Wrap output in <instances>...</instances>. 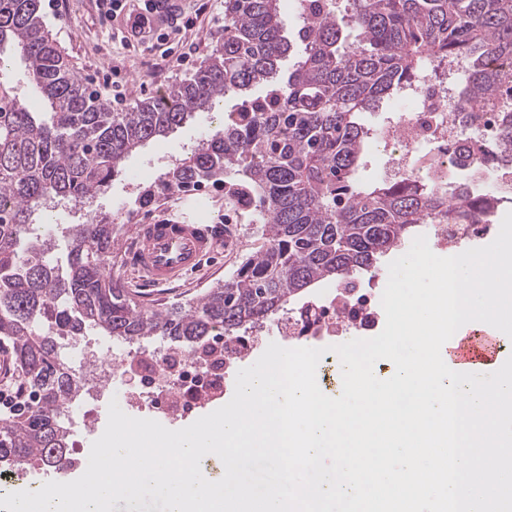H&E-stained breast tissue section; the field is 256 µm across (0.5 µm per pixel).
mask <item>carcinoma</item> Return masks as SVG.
I'll list each match as a JSON object with an SVG mask.
<instances>
[{"mask_svg":"<svg viewBox=\"0 0 512 512\" xmlns=\"http://www.w3.org/2000/svg\"><path fill=\"white\" fill-rule=\"evenodd\" d=\"M319 2L298 11L294 45L281 0H225L224 31L190 78L109 112L53 38L41 0H0V64L21 62L44 106L31 111L0 80V341L29 391L17 412L0 415V471L72 466L64 406L84 375L64 357V338L94 330L144 350L155 340L193 350L287 314L292 298L324 280L375 275L430 224H465L498 207L496 194L468 181L365 186L356 174L371 138L363 114L404 88L422 60L460 56L468 73L455 119L495 113L494 143L472 157L470 176L487 163L512 172V0H347L342 13ZM347 28L357 42L346 43ZM258 85L262 95L224 112L222 132L139 187L124 216L93 206L133 154ZM206 184L224 188L233 207L256 206L266 244L199 299L148 309L112 276L119 239L157 199ZM52 204L89 207L65 225L63 264L45 259L53 233L32 232Z\"/></svg>","mask_w":512,"mask_h":512,"instance_id":"carcinoma-1","label":"carcinoma"}]
</instances>
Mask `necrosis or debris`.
<instances>
[{
    "instance_id": "obj_1",
    "label": "necrosis or debris",
    "mask_w": 512,
    "mask_h": 512,
    "mask_svg": "<svg viewBox=\"0 0 512 512\" xmlns=\"http://www.w3.org/2000/svg\"><path fill=\"white\" fill-rule=\"evenodd\" d=\"M433 67L434 76L418 79L402 91L403 115L382 132L380 153L389 179L417 174L414 159L424 154L436 160L427 172L428 178L447 182L449 164L467 161L473 133H480L485 139L490 136L491 115H483L473 133L464 131L455 118L457 63L437 60ZM494 229V224L487 219L475 224H437L428 231L426 238L430 248L444 250L485 238ZM379 321L380 299L375 293L340 288L307 301L296 315L279 319L277 331L281 341L286 343L301 339L318 343L353 329L374 331ZM73 343L78 362L88 372L82 397H91L105 380L127 367L126 362L97 354L85 337H76ZM263 344V337L254 332L243 336H217L216 348L224 353L220 363L192 358L184 348L161 344L155 350L154 364L146 369L155 405L170 421L187 407H200L205 398L221 393L229 372Z\"/></svg>"
}]
</instances>
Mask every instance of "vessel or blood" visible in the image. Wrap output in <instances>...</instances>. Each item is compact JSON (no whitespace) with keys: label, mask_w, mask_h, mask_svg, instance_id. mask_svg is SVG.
<instances>
[{"label":"vessel or blood","mask_w":512,"mask_h":512,"mask_svg":"<svg viewBox=\"0 0 512 512\" xmlns=\"http://www.w3.org/2000/svg\"><path fill=\"white\" fill-rule=\"evenodd\" d=\"M212 226L167 219L139 225L133 247V263L142 281L162 286L198 268L217 245ZM498 343L492 326L451 337L446 358L452 365H488L495 362Z\"/></svg>","instance_id":"1"}]
</instances>
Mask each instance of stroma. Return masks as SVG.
Masks as SVG:
<instances>
[{"label":"stroma","instance_id":"stroma-1","mask_svg":"<svg viewBox=\"0 0 512 512\" xmlns=\"http://www.w3.org/2000/svg\"><path fill=\"white\" fill-rule=\"evenodd\" d=\"M98 2L99 0H63L59 12L45 11L44 17L75 71L84 82L98 90L101 100L104 101L111 96V87L107 80L112 75L113 67H120L122 76L130 80L131 99L152 98L157 92L166 90L170 84L193 74L224 30V0H187L184 11L187 16L196 17L197 24L195 28L184 32L169 30L167 44L173 47L178 41L187 39L195 43L197 53L192 64L161 74L153 66L158 55L157 49H149L141 44L126 48L113 41L112 35L120 29L121 21L109 17L105 9L99 8ZM219 128L217 113H196L193 119L167 138L149 144L130 157L126 165V176L113 181L100 198V206L113 211L126 205L131 193L128 174H137L143 183L153 182L163 173L171 159L182 154L202 136L215 133ZM209 193V213L206 221L221 225L224 237L217 252L205 260L197 272L187 275L176 284L142 292L138 275L130 263V240L122 238L119 244L120 261L114 274L123 280L126 288L139 293L148 306L160 308L180 304L198 296L207 288L228 278L246 255L261 245V233L257 225L225 222L223 189L213 187ZM140 390L141 385L137 378L126 375L113 379L107 390L99 393L93 403L97 418L92 426L85 430L76 428L72 431V455L77 460L76 465L62 471L29 469L20 472L10 485L11 491L30 489L35 482H70L79 478L87 468L92 443L106 428L110 401H117L122 411L131 417L160 420V413L153 408L137 409L129 405V397Z\"/></svg>","mask_w":512,"mask_h":512}]
</instances>
